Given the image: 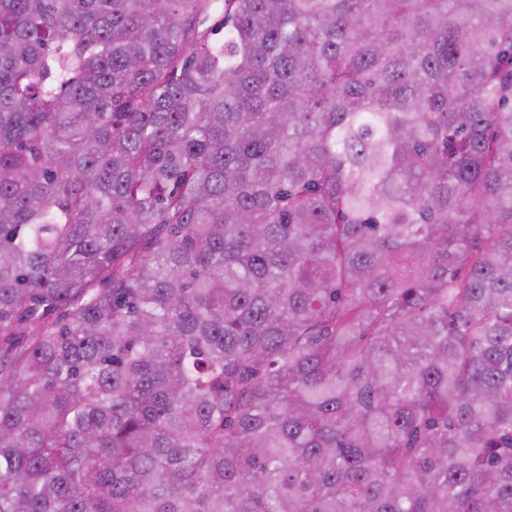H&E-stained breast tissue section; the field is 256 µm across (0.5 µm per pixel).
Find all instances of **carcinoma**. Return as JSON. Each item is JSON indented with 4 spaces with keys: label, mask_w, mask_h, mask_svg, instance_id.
I'll return each mask as SVG.
<instances>
[{
    "label": "carcinoma",
    "mask_w": 512,
    "mask_h": 512,
    "mask_svg": "<svg viewBox=\"0 0 512 512\" xmlns=\"http://www.w3.org/2000/svg\"><path fill=\"white\" fill-rule=\"evenodd\" d=\"M0 512H512V0H0Z\"/></svg>",
    "instance_id": "1"
}]
</instances>
